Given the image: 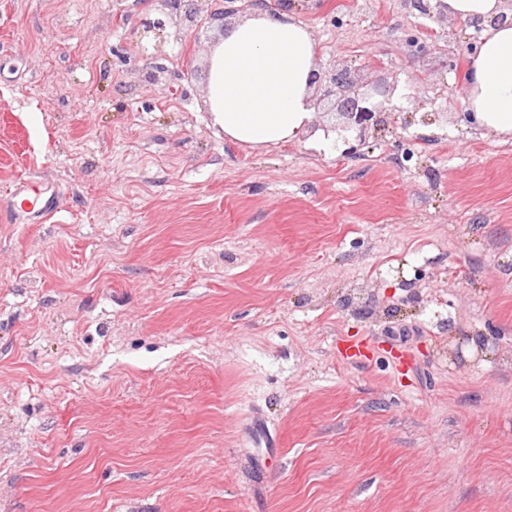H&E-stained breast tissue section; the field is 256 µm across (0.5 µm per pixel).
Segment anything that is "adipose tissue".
Here are the masks:
<instances>
[{"label": "adipose tissue", "instance_id": "obj_1", "mask_svg": "<svg viewBox=\"0 0 512 512\" xmlns=\"http://www.w3.org/2000/svg\"><path fill=\"white\" fill-rule=\"evenodd\" d=\"M449 16L484 19L468 64L463 101L480 128L512 136V23L491 26L504 0H444ZM315 38L289 12L262 8L225 28L207 65L206 103L225 137L249 146L306 142L323 150L332 139L315 130L310 77Z\"/></svg>", "mask_w": 512, "mask_h": 512}]
</instances>
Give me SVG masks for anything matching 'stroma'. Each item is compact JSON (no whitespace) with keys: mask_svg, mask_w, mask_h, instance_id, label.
<instances>
[{"mask_svg":"<svg viewBox=\"0 0 512 512\" xmlns=\"http://www.w3.org/2000/svg\"><path fill=\"white\" fill-rule=\"evenodd\" d=\"M285 4L317 68L394 88L357 157L213 125L252 0H191L160 47L148 0H0V196L62 197L0 203V512H512V138L458 80L481 34ZM7 195L11 201L19 203L20 209L32 220H39L56 211L59 205V192L54 190L49 196H45L44 192L28 179L15 181Z\"/></svg>","mask_w":512,"mask_h":512,"instance_id":"35a3bbf8","label":"stroma"}]
</instances>
